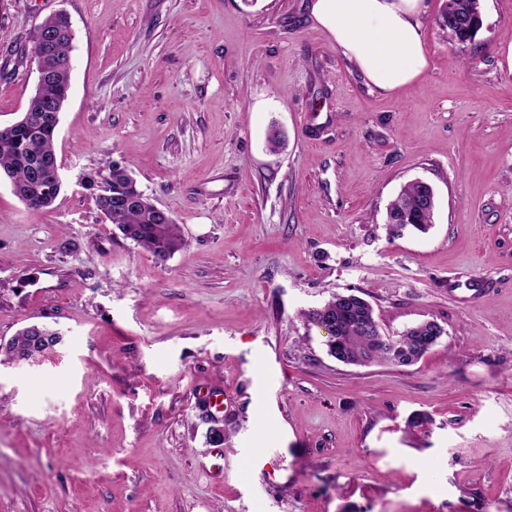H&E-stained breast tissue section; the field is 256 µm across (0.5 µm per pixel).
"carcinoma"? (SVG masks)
Segmentation results:
<instances>
[{"instance_id": "1", "label": "carcinoma", "mask_w": 512, "mask_h": 512, "mask_svg": "<svg viewBox=\"0 0 512 512\" xmlns=\"http://www.w3.org/2000/svg\"><path fill=\"white\" fill-rule=\"evenodd\" d=\"M476 5L470 0H447L443 15L467 16ZM48 32L53 35V62L42 70L36 96L32 97L27 112L33 116L30 128L21 130L13 124H0V178L7 179L19 200L30 210L38 212L50 207L60 196L62 183L52 178L58 166L54 152V136L60 121L61 94L69 85L74 35L65 14L45 19L35 27L32 41ZM108 175H90L86 188L93 191L95 202L122 236L135 246L149 252L157 261L164 262L179 251L185 241L179 225L172 216H163L149 198L138 189L127 167L107 165ZM420 185L410 182L390 203L387 218L396 219L407 214V223L390 224L391 236L408 230L425 233L431 227L434 206L421 203ZM312 325L329 323L332 335L326 337L328 354L337 361L357 366L386 362L397 367L417 363L432 346L422 347L418 330L410 327L391 337L383 338L377 332L366 331L372 324L374 309L356 294H336L317 309L302 313ZM60 341L57 331L44 325L40 334L24 328L0 349L16 357H30L56 346Z\"/></svg>"}]
</instances>
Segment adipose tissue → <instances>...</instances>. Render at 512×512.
<instances>
[{
	"instance_id": "1",
	"label": "adipose tissue",
	"mask_w": 512,
	"mask_h": 512,
	"mask_svg": "<svg viewBox=\"0 0 512 512\" xmlns=\"http://www.w3.org/2000/svg\"><path fill=\"white\" fill-rule=\"evenodd\" d=\"M425 0H312L311 15L368 84L396 93L430 66Z\"/></svg>"
}]
</instances>
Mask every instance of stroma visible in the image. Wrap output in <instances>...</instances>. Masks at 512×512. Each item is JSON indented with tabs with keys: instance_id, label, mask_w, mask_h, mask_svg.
<instances>
[{
	"instance_id": "obj_1",
	"label": "stroma",
	"mask_w": 512,
	"mask_h": 512,
	"mask_svg": "<svg viewBox=\"0 0 512 512\" xmlns=\"http://www.w3.org/2000/svg\"><path fill=\"white\" fill-rule=\"evenodd\" d=\"M310 2L0 0V124L34 93V28L75 31L60 196L32 212L0 180V340L62 334L0 362V512H512V0H480L463 49L426 0L431 66L396 94ZM111 161L179 224L168 261L86 189ZM417 179L433 226L389 237ZM335 293L445 334L343 364L302 317ZM38 326L39 334L31 332L27 326L6 343L0 342V349L9 356L30 357L52 349L59 343L60 337L57 331L44 325ZM37 336L42 337L38 338Z\"/></svg>"
}]
</instances>
